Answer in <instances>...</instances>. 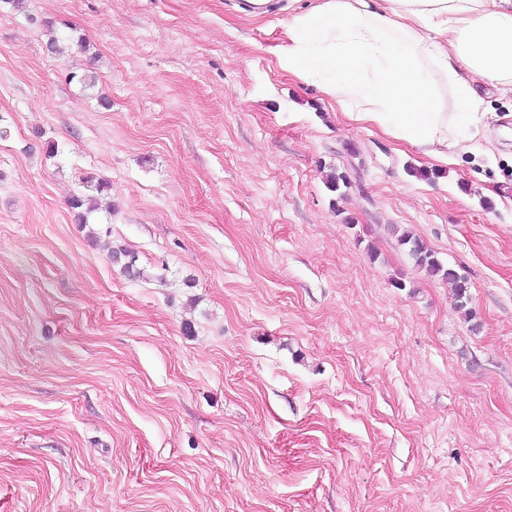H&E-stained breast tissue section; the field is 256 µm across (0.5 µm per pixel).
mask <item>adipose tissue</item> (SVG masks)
Returning a JSON list of instances; mask_svg holds the SVG:
<instances>
[{
    "mask_svg": "<svg viewBox=\"0 0 512 512\" xmlns=\"http://www.w3.org/2000/svg\"><path fill=\"white\" fill-rule=\"evenodd\" d=\"M287 36L280 69L428 162L488 137L474 79L512 89V0H319ZM443 86L455 111L442 109Z\"/></svg>",
    "mask_w": 512,
    "mask_h": 512,
    "instance_id": "adipose-tissue-1",
    "label": "adipose tissue"
}]
</instances>
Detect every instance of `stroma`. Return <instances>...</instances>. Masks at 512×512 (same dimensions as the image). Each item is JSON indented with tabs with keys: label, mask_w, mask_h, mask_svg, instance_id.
Returning <instances> with one entry per match:
<instances>
[{
	"label": "stroma",
	"mask_w": 512,
	"mask_h": 512,
	"mask_svg": "<svg viewBox=\"0 0 512 512\" xmlns=\"http://www.w3.org/2000/svg\"><path fill=\"white\" fill-rule=\"evenodd\" d=\"M316 2L0 0V512H512V93L425 162L278 67ZM398 243L408 248L409 257L425 275L446 282L453 288L456 309L462 314L465 321H473L475 315L472 308L468 306L470 287L467 277L440 261L435 252L429 249L424 241L412 231L406 230L400 234Z\"/></svg>",
	"instance_id": "stroma-1"
}]
</instances>
